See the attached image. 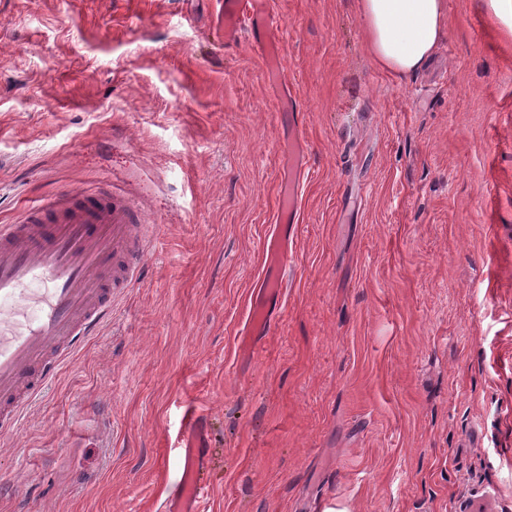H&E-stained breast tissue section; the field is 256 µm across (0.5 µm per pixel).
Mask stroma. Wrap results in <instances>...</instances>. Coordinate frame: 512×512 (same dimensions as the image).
Returning a JSON list of instances; mask_svg holds the SVG:
<instances>
[{"label": "stroma", "mask_w": 512, "mask_h": 512, "mask_svg": "<svg viewBox=\"0 0 512 512\" xmlns=\"http://www.w3.org/2000/svg\"><path fill=\"white\" fill-rule=\"evenodd\" d=\"M419 73L357 0H270L271 78L224 0H0V224L133 200L137 283L0 438V512H161L184 413L205 512H512V37L447 0ZM307 181L272 332L239 350L288 178Z\"/></svg>", "instance_id": "1"}]
</instances>
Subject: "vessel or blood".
<instances>
[{"instance_id":"b4317fda","label":"vessel or blood","mask_w":512,"mask_h":512,"mask_svg":"<svg viewBox=\"0 0 512 512\" xmlns=\"http://www.w3.org/2000/svg\"><path fill=\"white\" fill-rule=\"evenodd\" d=\"M254 2L224 0V37L235 39L243 21H250L270 65H277L270 36L275 19L255 12ZM300 195L298 177L289 176L241 341L244 356L272 330L290 273L287 257L298 234ZM147 249L136 207L112 194L51 198L28 208L16 223L0 225V405L7 408L0 430H15L25 409L54 381L59 356L95 335L112 312L114 295L138 280ZM208 447L207 415L187 409L180 478L164 512H200Z\"/></svg>"}]
</instances>
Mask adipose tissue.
<instances>
[{
  "label": "adipose tissue",
  "instance_id": "1",
  "mask_svg": "<svg viewBox=\"0 0 512 512\" xmlns=\"http://www.w3.org/2000/svg\"><path fill=\"white\" fill-rule=\"evenodd\" d=\"M369 49L389 73L417 74L446 36V0H358Z\"/></svg>",
  "mask_w": 512,
  "mask_h": 512
}]
</instances>
